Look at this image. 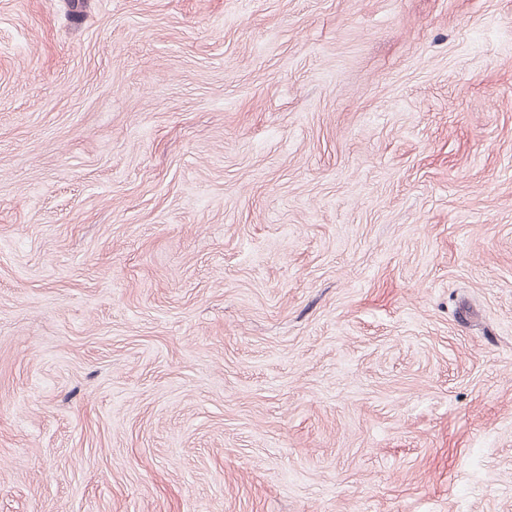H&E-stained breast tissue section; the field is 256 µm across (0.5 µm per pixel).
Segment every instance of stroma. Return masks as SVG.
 <instances>
[{
    "mask_svg": "<svg viewBox=\"0 0 512 512\" xmlns=\"http://www.w3.org/2000/svg\"><path fill=\"white\" fill-rule=\"evenodd\" d=\"M0 512H512V0H0Z\"/></svg>",
    "mask_w": 512,
    "mask_h": 512,
    "instance_id": "1",
    "label": "stroma"
}]
</instances>
